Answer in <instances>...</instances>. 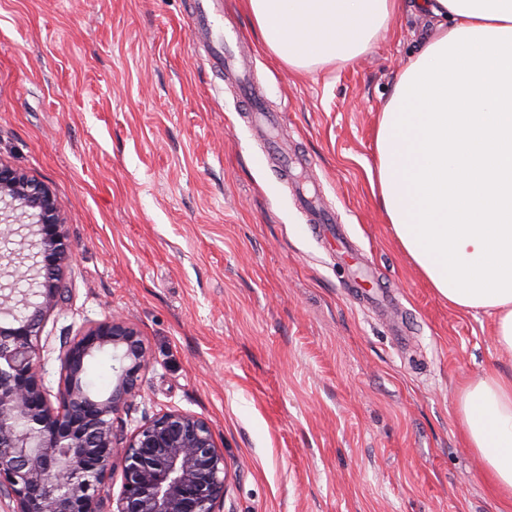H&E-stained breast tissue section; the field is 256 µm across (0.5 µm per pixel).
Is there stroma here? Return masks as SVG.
<instances>
[{"instance_id": "35a3bbf8", "label": "stroma", "mask_w": 512, "mask_h": 512, "mask_svg": "<svg viewBox=\"0 0 512 512\" xmlns=\"http://www.w3.org/2000/svg\"><path fill=\"white\" fill-rule=\"evenodd\" d=\"M190 2L0 0V162L51 187L73 247L41 336L47 387L60 337L114 313L149 354L115 427L206 418L229 470L223 512H512L455 415L464 384L512 373V357L491 315L436 295L370 185L380 112L431 20L404 13L365 55L297 73L246 0H223L266 107L392 290L389 316L350 295L233 79L192 43Z\"/></svg>"}]
</instances>
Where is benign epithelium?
I'll return each instance as SVG.
<instances>
[{"instance_id": "obj_1", "label": "benign epithelium", "mask_w": 512, "mask_h": 512, "mask_svg": "<svg viewBox=\"0 0 512 512\" xmlns=\"http://www.w3.org/2000/svg\"><path fill=\"white\" fill-rule=\"evenodd\" d=\"M23 234L31 264L14 276L35 282L37 301L0 285V500L10 512H100L114 457L123 481L114 512H220L227 467L209 423L179 409L158 412L128 436L114 417L139 395L149 363L135 327L116 315L60 337L61 383L43 381L44 323L68 293L73 255L50 188L0 162V243ZM112 352L115 381L102 395L84 382L86 365Z\"/></svg>"}]
</instances>
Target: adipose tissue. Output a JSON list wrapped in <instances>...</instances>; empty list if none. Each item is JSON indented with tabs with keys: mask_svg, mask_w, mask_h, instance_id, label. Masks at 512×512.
<instances>
[{
	"mask_svg": "<svg viewBox=\"0 0 512 512\" xmlns=\"http://www.w3.org/2000/svg\"><path fill=\"white\" fill-rule=\"evenodd\" d=\"M406 0H247L265 48L296 72L350 62ZM438 18L375 133L374 196L449 305L493 317L512 356V0H417ZM455 413L499 497L512 499V375L462 390Z\"/></svg>",
	"mask_w": 512,
	"mask_h": 512,
	"instance_id": "adipose-tissue-1",
	"label": "adipose tissue"
}]
</instances>
